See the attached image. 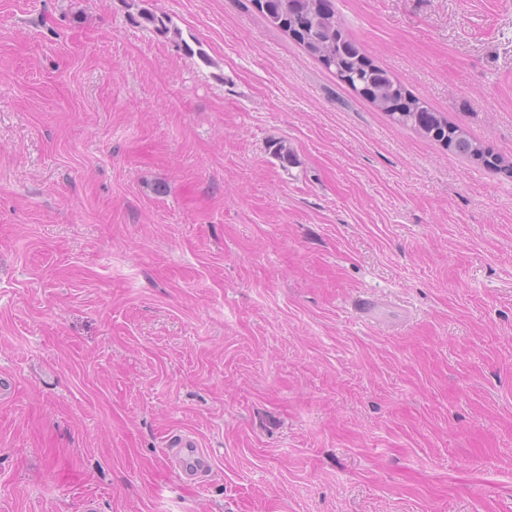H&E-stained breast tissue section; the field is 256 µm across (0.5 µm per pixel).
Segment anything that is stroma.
Returning <instances> with one entry per match:
<instances>
[{
  "label": "stroma",
  "mask_w": 512,
  "mask_h": 512,
  "mask_svg": "<svg viewBox=\"0 0 512 512\" xmlns=\"http://www.w3.org/2000/svg\"><path fill=\"white\" fill-rule=\"evenodd\" d=\"M335 2L512 161V0ZM2 378L0 512H512V174L252 0H0ZM166 457L185 481L201 484L211 468V457L190 432L173 433L166 439Z\"/></svg>",
  "instance_id": "35a3bbf8"
}]
</instances>
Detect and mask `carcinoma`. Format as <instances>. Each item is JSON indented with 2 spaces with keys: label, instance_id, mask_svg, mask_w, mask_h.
Returning a JSON list of instances; mask_svg holds the SVG:
<instances>
[{
  "label": "carcinoma",
  "instance_id": "cac0c4a2",
  "mask_svg": "<svg viewBox=\"0 0 512 512\" xmlns=\"http://www.w3.org/2000/svg\"><path fill=\"white\" fill-rule=\"evenodd\" d=\"M273 27L295 40L336 78L349 86L393 123L486 168L499 170L504 160L472 140L459 125L448 122L423 99L411 94L385 68L374 64L336 19L332 0H253ZM138 19L160 32L169 31L170 19L147 9Z\"/></svg>",
  "mask_w": 512,
  "mask_h": 512
}]
</instances>
